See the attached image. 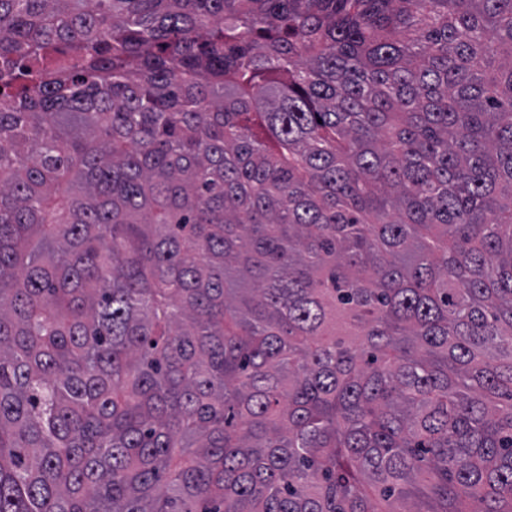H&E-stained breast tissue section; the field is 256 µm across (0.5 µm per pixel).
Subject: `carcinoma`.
<instances>
[{
	"label": "carcinoma",
	"mask_w": 512,
	"mask_h": 512,
	"mask_svg": "<svg viewBox=\"0 0 512 512\" xmlns=\"http://www.w3.org/2000/svg\"><path fill=\"white\" fill-rule=\"evenodd\" d=\"M0 512H512V0H0Z\"/></svg>",
	"instance_id": "obj_1"
}]
</instances>
